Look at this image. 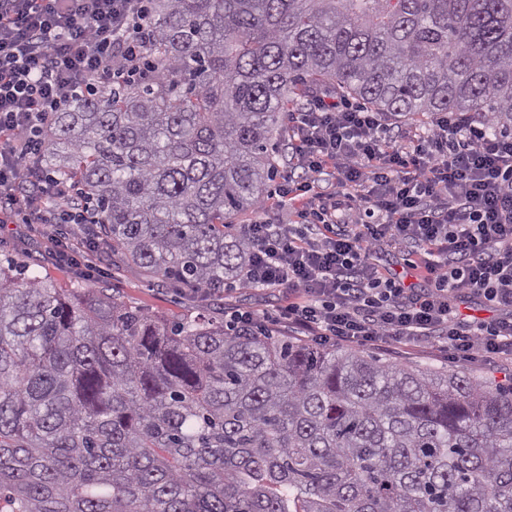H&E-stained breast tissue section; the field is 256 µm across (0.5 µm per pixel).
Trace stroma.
Returning a JSON list of instances; mask_svg holds the SVG:
<instances>
[{
    "label": "stroma",
    "mask_w": 512,
    "mask_h": 512,
    "mask_svg": "<svg viewBox=\"0 0 512 512\" xmlns=\"http://www.w3.org/2000/svg\"><path fill=\"white\" fill-rule=\"evenodd\" d=\"M286 166L268 183L266 210L252 208L239 213L235 221L251 224L259 220L288 221L297 224L294 210L283 206L276 193ZM0 260L18 269L34 268L37 275L60 288H79L109 284L127 303L146 309L171 322L206 317L229 321L235 311L255 312L274 334L288 335V323L279 311L285 306L284 291L271 288H242L226 285L221 297L206 300L175 284L158 282L138 268L127 265L120 255L100 252L89 243L81 225L27 224L20 215H12L0 223ZM364 353L420 368L442 372L487 375L503 378L512 371V360L492 361L477 357L467 362L456 361L444 349L427 343H396L389 346L367 345Z\"/></svg>",
    "instance_id": "1"
}]
</instances>
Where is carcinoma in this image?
Listing matches in <instances>:
<instances>
[{
    "label": "carcinoma",
    "mask_w": 512,
    "mask_h": 512,
    "mask_svg": "<svg viewBox=\"0 0 512 512\" xmlns=\"http://www.w3.org/2000/svg\"><path fill=\"white\" fill-rule=\"evenodd\" d=\"M139 72L45 126L89 239L163 281L244 280L289 106L512 129V0H149ZM0 512H512V381L169 323L0 263Z\"/></svg>",
    "instance_id": "1"
}]
</instances>
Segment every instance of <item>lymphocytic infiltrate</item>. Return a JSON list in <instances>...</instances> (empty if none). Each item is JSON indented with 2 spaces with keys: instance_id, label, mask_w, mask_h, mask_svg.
Returning a JSON list of instances; mask_svg holds the SVG:
<instances>
[{
  "instance_id": "lymphocytic-infiltrate-1",
  "label": "lymphocytic infiltrate",
  "mask_w": 512,
  "mask_h": 512,
  "mask_svg": "<svg viewBox=\"0 0 512 512\" xmlns=\"http://www.w3.org/2000/svg\"><path fill=\"white\" fill-rule=\"evenodd\" d=\"M147 27L145 0H0V213L85 222L70 186L46 172L40 132L90 86L138 67ZM288 129L277 194L306 228L247 225L246 287L287 288L281 316L304 336L512 357V130L440 112L412 136L397 114L323 94L289 113ZM393 251L419 256V287L380 270ZM474 298L492 318L460 313Z\"/></svg>"
}]
</instances>
